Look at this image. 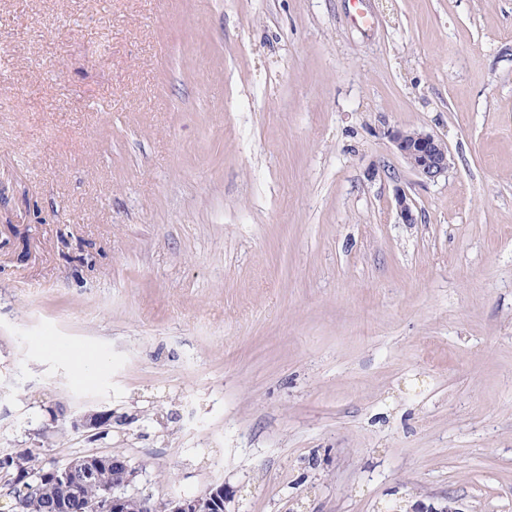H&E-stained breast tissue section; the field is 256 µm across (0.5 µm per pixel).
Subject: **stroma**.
Masks as SVG:
<instances>
[{"mask_svg": "<svg viewBox=\"0 0 512 512\" xmlns=\"http://www.w3.org/2000/svg\"><path fill=\"white\" fill-rule=\"evenodd\" d=\"M364 7L0 0V455L230 512H512V0ZM389 138L399 156L420 177L434 181L448 173L450 162L444 141L430 132L396 128ZM223 484L208 489L203 496L166 499V512H230L226 504L234 496Z\"/></svg>", "mask_w": 512, "mask_h": 512, "instance_id": "stroma-1", "label": "stroma"}]
</instances>
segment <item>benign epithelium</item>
Listing matches in <instances>:
<instances>
[{
  "label": "benign epithelium",
  "instance_id": "7a95c632",
  "mask_svg": "<svg viewBox=\"0 0 512 512\" xmlns=\"http://www.w3.org/2000/svg\"><path fill=\"white\" fill-rule=\"evenodd\" d=\"M389 138L399 156L420 177L434 181L448 173V148L434 134L417 129L396 128L389 132ZM395 208L399 223H418L415 205L406 192L396 193ZM110 417L111 413L108 411L88 410L73 418L72 425L75 428L96 431L105 426ZM77 463L80 464L83 478L87 480L97 478L98 472L104 468H112V486L103 488V493L93 499L78 489L74 490L69 512H151L152 502L149 499L126 492V487L133 482L136 471L124 457L90 453L78 461L73 459L64 465L52 466L35 477L28 467L26 451L18 450L0 457V464L14 469V483L22 485V489L15 492L16 500L33 485L40 487L48 481L67 479ZM232 497V492L224 485H215L203 496L166 500V512H227L226 504Z\"/></svg>",
  "mask_w": 512,
  "mask_h": 512
}]
</instances>
